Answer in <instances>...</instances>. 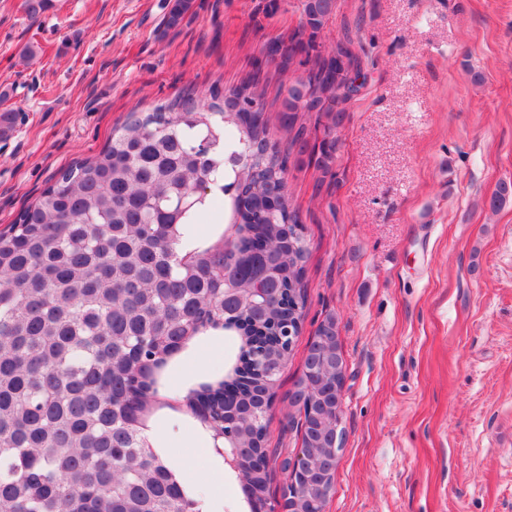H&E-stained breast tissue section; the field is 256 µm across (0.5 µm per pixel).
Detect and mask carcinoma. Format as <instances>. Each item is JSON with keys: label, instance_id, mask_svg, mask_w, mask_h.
Wrapping results in <instances>:
<instances>
[{"label": "carcinoma", "instance_id": "cac0c4a2", "mask_svg": "<svg viewBox=\"0 0 512 512\" xmlns=\"http://www.w3.org/2000/svg\"><path fill=\"white\" fill-rule=\"evenodd\" d=\"M194 2L167 0L164 28H178ZM301 7L308 39L263 47L281 70L304 68L278 109L286 152L270 140L256 78L192 86L124 124L0 231V512H192L168 458L142 447L138 432L172 347L207 329L238 337L237 352L185 405L206 423L223 420L242 448L249 512L288 509V492L270 497L267 416L275 369L299 336L309 251L286 174L292 161L331 175L345 103L363 87L350 40L329 51L316 42L336 0ZM303 114L316 116L313 126ZM509 197L503 181L489 207ZM220 200L224 238L180 255L181 225L201 223ZM335 333L329 316L306 348L297 384L308 395L288 417L304 444L308 425L333 417L315 384L332 365L318 337ZM293 481L305 500L334 487L317 466Z\"/></svg>", "mask_w": 512, "mask_h": 512}]
</instances>
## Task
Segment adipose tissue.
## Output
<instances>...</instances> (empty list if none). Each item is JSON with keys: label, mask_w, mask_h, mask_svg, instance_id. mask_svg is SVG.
Instances as JSON below:
<instances>
[{"label": "adipose tissue", "mask_w": 512, "mask_h": 512, "mask_svg": "<svg viewBox=\"0 0 512 512\" xmlns=\"http://www.w3.org/2000/svg\"><path fill=\"white\" fill-rule=\"evenodd\" d=\"M223 369V334L210 330L195 337L162 371L158 394L166 404L156 407L140 428L146 447L161 452L179 449L172 462L198 512H224V458L218 453L224 440L188 409L175 411L169 404L182 401L200 378L216 376Z\"/></svg>", "instance_id": "obj_1"}]
</instances>
